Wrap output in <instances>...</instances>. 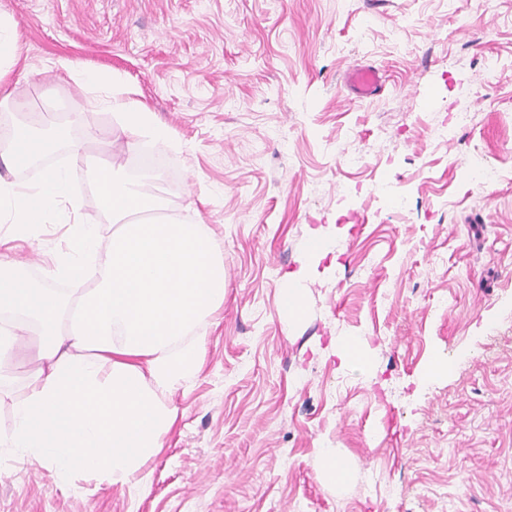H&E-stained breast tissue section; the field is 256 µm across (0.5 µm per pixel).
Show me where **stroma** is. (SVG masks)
<instances>
[{"label":"stroma","instance_id":"obj_1","mask_svg":"<svg viewBox=\"0 0 512 512\" xmlns=\"http://www.w3.org/2000/svg\"><path fill=\"white\" fill-rule=\"evenodd\" d=\"M0 11L20 32L16 98L65 133L31 170L0 162V178L68 165L107 250L113 227L87 171L112 148L85 134L118 118L66 69L109 73L176 139L159 149L165 166L140 170L147 143L123 136L124 177L151 181L170 216L208 225L225 278L146 488L62 481L6 453L0 512H512V0H0ZM366 66L383 76L372 99L345 86ZM462 110L473 122L437 145ZM475 160L501 179L473 180ZM316 228L329 247L309 265ZM69 233L41 224L10 252L67 298L49 256ZM291 274L306 306L293 321ZM38 333L0 361V431L28 392ZM352 336L372 373L341 366ZM437 358L454 369L430 373ZM326 446L348 462L342 484L320 475Z\"/></svg>","mask_w":512,"mask_h":512}]
</instances>
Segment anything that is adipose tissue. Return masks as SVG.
I'll use <instances>...</instances> for the list:
<instances>
[{
    "instance_id": "1",
    "label": "adipose tissue",
    "mask_w": 512,
    "mask_h": 512,
    "mask_svg": "<svg viewBox=\"0 0 512 512\" xmlns=\"http://www.w3.org/2000/svg\"><path fill=\"white\" fill-rule=\"evenodd\" d=\"M19 32L0 13V106L25 113L8 144L12 166L28 165L53 147L43 116L12 91L19 61ZM77 81L99 91L98 103L121 119L118 129L89 131L88 140L117 144L134 133L168 142L169 128L135 97L132 88L102 72ZM118 160L90 172L104 212L116 228L101 271L87 261L97 250L94 226L78 225L53 277L94 280L71 312L52 289L32 282L0 255V313L41 326L38 366L30 390L14 408L0 446L45 464L58 477L81 471L106 474L119 486L137 476L164 446L178 417L171 394L200 371L204 339L199 328L224 304V259L204 224L165 217L153 185L121 176ZM78 209L65 170L52 168L38 184L0 180V223L25 232L52 223L64 208Z\"/></svg>"
}]
</instances>
